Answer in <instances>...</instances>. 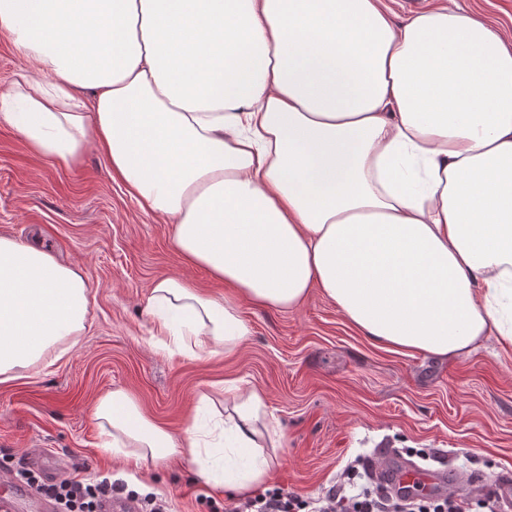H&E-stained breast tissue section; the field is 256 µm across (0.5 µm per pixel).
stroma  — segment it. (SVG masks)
<instances>
[{
  "mask_svg": "<svg viewBox=\"0 0 512 512\" xmlns=\"http://www.w3.org/2000/svg\"><path fill=\"white\" fill-rule=\"evenodd\" d=\"M384 2L398 19L445 5L512 34V0ZM0 235L50 247L91 288L90 328L77 345L0 383V462L23 464L38 450L62 478L107 477L173 512H224L233 496L195 465L173 461L148 478L105 450L93 409L121 388L177 435L202 393L239 380L265 393L286 436L272 486L303 497L325 495L348 473L409 461L442 476L447 493L473 472L489 482L512 472V350L494 338L465 357L387 350L315 288L294 312L244 305L251 333L234 352L186 357L154 347L145 302L155 280L182 277L216 296L224 287L183 261L171 225L143 211L96 151L62 165L1 124Z\"/></svg>",
  "mask_w": 512,
  "mask_h": 512,
  "instance_id": "35a3bbf8",
  "label": "stroma"
}]
</instances>
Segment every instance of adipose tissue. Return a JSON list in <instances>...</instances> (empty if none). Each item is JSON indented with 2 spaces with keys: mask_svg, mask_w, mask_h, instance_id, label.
I'll use <instances>...</instances> for the list:
<instances>
[{
  "mask_svg": "<svg viewBox=\"0 0 512 512\" xmlns=\"http://www.w3.org/2000/svg\"><path fill=\"white\" fill-rule=\"evenodd\" d=\"M25 59L0 123L69 164L103 154L192 266L225 286L155 281L153 340L217 355L250 334L243 302L297 309L319 288L395 351L512 349V38L436 6L383 0H0ZM52 78L43 86L40 78ZM89 284L46 248L0 235V382L66 353ZM224 465L125 391L94 419L140 468L177 459L241 496L285 438L264 394L225 388Z\"/></svg>",
  "mask_w": 512,
  "mask_h": 512,
  "instance_id": "1",
  "label": "adipose tissue"
}]
</instances>
